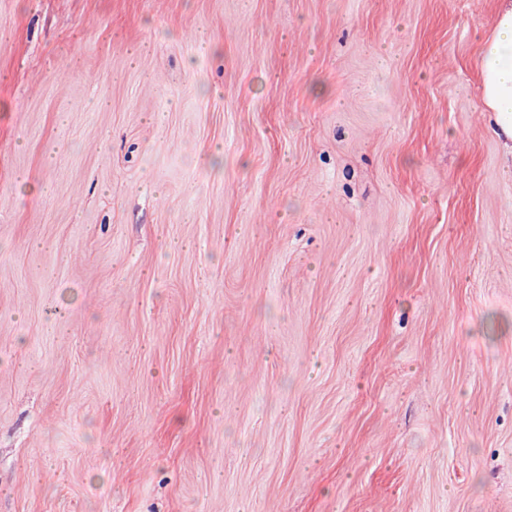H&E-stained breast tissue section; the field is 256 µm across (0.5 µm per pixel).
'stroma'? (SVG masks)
<instances>
[{
  "instance_id": "obj_1",
  "label": "stroma",
  "mask_w": 512,
  "mask_h": 512,
  "mask_svg": "<svg viewBox=\"0 0 512 512\" xmlns=\"http://www.w3.org/2000/svg\"><path fill=\"white\" fill-rule=\"evenodd\" d=\"M497 0H0V512H512ZM492 35L480 50V77L487 129L512 155V1L497 0Z\"/></svg>"
}]
</instances>
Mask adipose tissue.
<instances>
[{"mask_svg": "<svg viewBox=\"0 0 512 512\" xmlns=\"http://www.w3.org/2000/svg\"><path fill=\"white\" fill-rule=\"evenodd\" d=\"M486 126L512 153V0H498L492 35L480 50Z\"/></svg>", "mask_w": 512, "mask_h": 512, "instance_id": "1", "label": "adipose tissue"}]
</instances>
